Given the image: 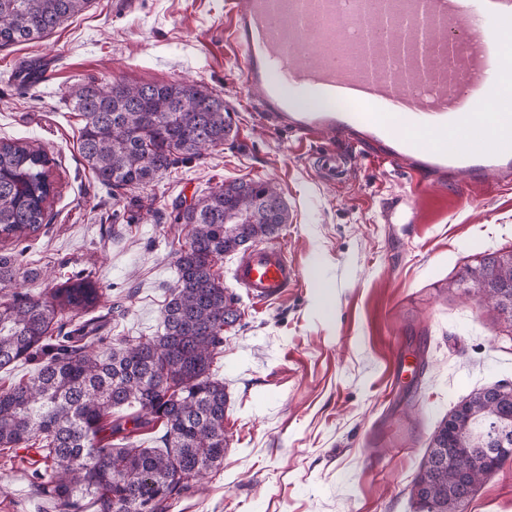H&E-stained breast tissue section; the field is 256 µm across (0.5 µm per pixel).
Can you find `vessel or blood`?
I'll return each instance as SVG.
<instances>
[{"instance_id":"vessel-or-blood-1","label":"vessel or blood","mask_w":512,"mask_h":512,"mask_svg":"<svg viewBox=\"0 0 512 512\" xmlns=\"http://www.w3.org/2000/svg\"><path fill=\"white\" fill-rule=\"evenodd\" d=\"M224 13L261 111L299 140L329 133L375 144L381 158L461 191L512 175V105L495 114L490 144L472 135L474 104L512 76V0H224ZM306 91L347 109L298 111L293 97ZM428 128L440 140L419 138ZM234 278L268 302L298 271L270 244L241 255Z\"/></svg>"}]
</instances>
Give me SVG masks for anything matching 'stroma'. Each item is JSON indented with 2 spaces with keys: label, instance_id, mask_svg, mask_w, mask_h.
<instances>
[{
  "label": "stroma",
  "instance_id": "1",
  "mask_svg": "<svg viewBox=\"0 0 512 512\" xmlns=\"http://www.w3.org/2000/svg\"><path fill=\"white\" fill-rule=\"evenodd\" d=\"M55 62L23 86L25 59ZM197 84L220 94L231 131L224 145L177 160L145 188L101 186L79 147L82 118L66 95L80 82ZM0 139L43 146L58 194L48 224L22 260L43 269L19 292L91 271L106 289L112 342L156 335L187 230L176 205L234 180L269 182L289 211L274 237L299 272L267 303L239 295L212 366L228 402V447L168 512H415L411 486L448 413L484 388L512 387V325L488 311L466 267L512 253V180L466 192L350 153L327 180L316 153L325 136L297 143L261 113L227 36L224 0H91L52 35L0 49ZM414 204L394 223L391 202ZM401 365H394L396 352ZM38 449L0 451V512H53L36 474ZM465 512H512V460L488 475Z\"/></svg>",
  "mask_w": 512,
  "mask_h": 512
}]
</instances>
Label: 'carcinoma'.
<instances>
[{
  "label": "carcinoma",
  "mask_w": 512,
  "mask_h": 512,
  "mask_svg": "<svg viewBox=\"0 0 512 512\" xmlns=\"http://www.w3.org/2000/svg\"><path fill=\"white\" fill-rule=\"evenodd\" d=\"M91 0H0V47L52 34ZM80 113L79 151L106 188L147 187L177 158L194 159L224 144L230 126L224 98L189 84L80 83L67 95ZM57 195L51 159L40 146L0 140V241L37 233ZM288 207L269 182L234 180L175 208L172 223L188 228L177 251L176 281L155 336L93 350L106 337V288L78 273L47 297L14 292L0 300V371L37 355L36 373L0 390V448L39 444L56 512L88 500L97 512H166L193 481L224 461V381L212 373L224 351V328L240 318L239 298L224 288L218 261L277 234ZM40 269L0 253V290ZM460 282L494 299L488 307L512 322V263L481 259ZM70 329L58 331L62 322ZM130 410L132 431L163 429V448L130 441L114 409ZM110 435H105V432ZM121 433L127 443L112 444ZM512 443V397L473 393L435 431L411 490L417 512H459V475L487 464L502 435ZM462 449L451 461L439 450Z\"/></svg>",
  "instance_id": "cac0c4a2"
}]
</instances>
